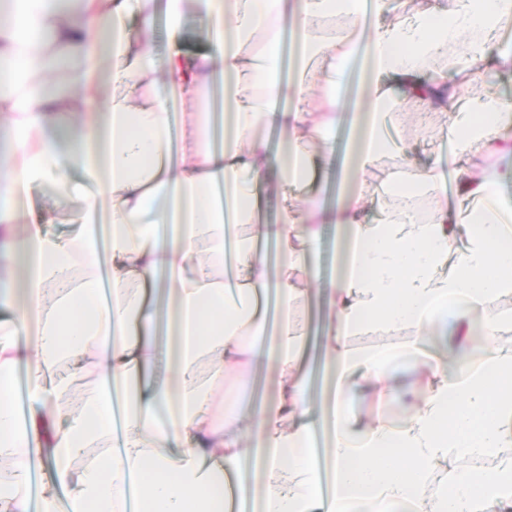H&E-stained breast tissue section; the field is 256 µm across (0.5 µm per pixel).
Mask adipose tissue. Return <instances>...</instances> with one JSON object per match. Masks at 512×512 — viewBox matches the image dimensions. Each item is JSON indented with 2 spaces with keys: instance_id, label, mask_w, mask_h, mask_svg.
I'll use <instances>...</instances> for the list:
<instances>
[{
  "instance_id": "obj_1",
  "label": "adipose tissue",
  "mask_w": 512,
  "mask_h": 512,
  "mask_svg": "<svg viewBox=\"0 0 512 512\" xmlns=\"http://www.w3.org/2000/svg\"><path fill=\"white\" fill-rule=\"evenodd\" d=\"M189 10L212 44L193 58L178 49ZM387 11L388 0H11L0 10V239L10 247L0 469L12 487L0 512H31L35 441L54 463L40 512H115L131 500L136 512H224L216 479L229 472L260 512H311L319 499L324 512H512V314L494 306L512 299L499 195L512 181V142L499 140L512 105L459 109L487 71L512 63L498 39L512 0H427L381 22ZM133 13L148 31L164 16V55L134 50ZM109 78L122 93L106 94ZM167 87L223 100L191 151H173ZM406 99L448 118L453 179L395 146ZM344 125L340 163L333 134ZM483 153L498 164L476 167ZM317 161L339 170L335 209L312 195L259 222L256 187L297 192ZM397 167L404 181L369 219L373 182ZM74 168L86 215L108 210V241L91 221L63 238L26 221L30 188L64 194ZM452 180L463 199L483 200L475 218L449 212ZM330 235L333 392L318 418L294 307ZM261 241L274 242L278 271L258 259ZM158 280L160 305L143 294ZM432 331L442 354L426 351ZM378 332L406 333L401 355L429 376L396 426L353 409L365 384L398 396L390 355L354 344ZM262 366L280 374L276 401L244 406ZM80 375L97 393L73 395ZM62 399L61 421L45 431L42 406ZM117 418L126 435L109 452Z\"/></svg>"
}]
</instances>
